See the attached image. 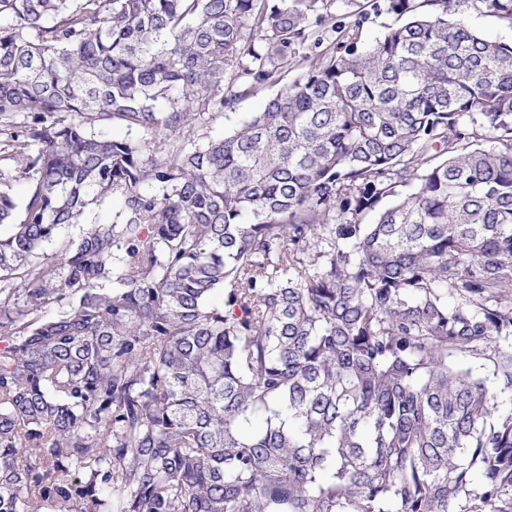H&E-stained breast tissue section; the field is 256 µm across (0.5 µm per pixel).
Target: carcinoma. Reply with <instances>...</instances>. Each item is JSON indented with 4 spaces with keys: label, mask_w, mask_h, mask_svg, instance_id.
<instances>
[{
    "label": "carcinoma",
    "mask_w": 512,
    "mask_h": 512,
    "mask_svg": "<svg viewBox=\"0 0 512 512\" xmlns=\"http://www.w3.org/2000/svg\"><path fill=\"white\" fill-rule=\"evenodd\" d=\"M460 2L0 0V512H512V45ZM375 0H359L355 1V6L351 8L350 14H355L350 18H346L347 13L346 9L342 7L341 2L337 1L330 9L331 14L328 11L329 20L327 22V30L328 35H336L338 37V33L334 34L331 31V27L340 26L341 24L347 23L354 19H361L362 27H361V37L366 41H372L379 35H381L387 27H391L396 24H400L404 19H400L399 16L390 13L386 10L385 4L382 0H378L380 3V8L378 11L373 9L371 4ZM349 14V15H350ZM331 15V16H330ZM362 15V17H361ZM332 17V18H331ZM281 86L280 84L269 86L258 92L255 96L242 98L232 111L225 110L224 116L211 125L209 129L210 135L212 137H221L225 131L232 130L240 125L249 113L255 112L264 102L265 98L276 94Z\"/></svg>",
    "instance_id": "1"
}]
</instances>
